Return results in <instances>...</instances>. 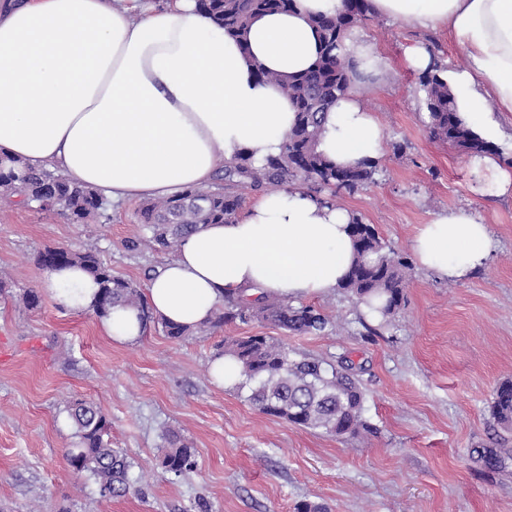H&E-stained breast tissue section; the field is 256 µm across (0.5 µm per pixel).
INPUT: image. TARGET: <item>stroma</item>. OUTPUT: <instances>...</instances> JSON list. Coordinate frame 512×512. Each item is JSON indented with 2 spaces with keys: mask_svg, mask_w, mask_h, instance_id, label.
I'll use <instances>...</instances> for the list:
<instances>
[{
  "mask_svg": "<svg viewBox=\"0 0 512 512\" xmlns=\"http://www.w3.org/2000/svg\"><path fill=\"white\" fill-rule=\"evenodd\" d=\"M357 29L385 60L382 74L355 86L384 146L373 181L338 194L337 205L407 257L436 213L469 210L496 242L487 264L461 281L412 264L404 306L373 334L362 305L337 289L313 301L335 324L326 335L252 321L174 341L151 323L122 345L104 335L94 311L53 300L37 257L59 245L91 250L114 275L145 285L149 268L170 257L137 224L139 201L110 204L108 219L86 224L0 202V280L10 288L0 299V512H296L303 501L327 512H512V430L490 412L495 388L512 380V196L496 195L489 172L431 137L418 74L405 62L420 43L442 67L460 70L462 47L382 16ZM30 292L39 297L33 307ZM250 335L275 337L298 357H350L366 430L341 438L298 427L259 411L248 389L216 385L215 352L225 338ZM75 398L94 402L112 425L113 447L131 459L128 494L101 496L68 467L66 405ZM166 430L196 450L188 478L160 464ZM483 447L500 449L501 468L478 462Z\"/></svg>",
  "mask_w": 512,
  "mask_h": 512,
  "instance_id": "35a3bbf8",
  "label": "stroma"
}]
</instances>
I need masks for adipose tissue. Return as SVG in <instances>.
Returning <instances> with one entry per match:
<instances>
[{
    "label": "adipose tissue",
    "mask_w": 512,
    "mask_h": 512,
    "mask_svg": "<svg viewBox=\"0 0 512 512\" xmlns=\"http://www.w3.org/2000/svg\"><path fill=\"white\" fill-rule=\"evenodd\" d=\"M344 0H294L225 34L197 0H0V154L28 169L56 170L115 201L167 198L206 186L240 151L255 161L278 153L296 112L281 86L257 68L293 76L321 45L315 17ZM372 13L441 29L468 64L445 72L467 126L493 140L488 111L512 112V0H369ZM383 133L356 91L330 110L320 148L336 164L372 160ZM348 210L297 189L255 200L229 224L183 237L178 257L149 279L154 315L195 327L228 295L288 300L327 294L344 281L355 252ZM495 248L487 224L462 209L439 212L413 239L419 264L461 280ZM46 290L73 311L90 309L99 286L81 267L50 271ZM103 333L131 344L144 333L136 310L116 305Z\"/></svg>",
    "instance_id": "adipose-tissue-1"
}]
</instances>
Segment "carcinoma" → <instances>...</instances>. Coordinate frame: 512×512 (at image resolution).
<instances>
[{"label":"carcinoma","mask_w":512,"mask_h":512,"mask_svg":"<svg viewBox=\"0 0 512 512\" xmlns=\"http://www.w3.org/2000/svg\"><path fill=\"white\" fill-rule=\"evenodd\" d=\"M293 0H199L200 9L224 33L236 36L264 13L284 11ZM343 13L315 19L322 42L320 59L306 72L290 79L258 71L260 79L279 84L294 103L297 119L280 147V152L263 163H256L242 152L225 163L222 184L202 190L189 188L181 193L142 204L137 223L151 233L156 250L175 252L179 240L203 224H229L240 215L244 204L242 190L293 188L298 184L328 191L318 197L331 205L342 191L353 192L373 178L375 166L364 161L353 167H340L320 149L326 117L336 100L351 87L349 64L344 58L342 37L353 25L370 18L367 0H345ZM438 61L419 76L424 106L429 114L432 137L457 148L467 156L490 153L496 147L474 133L460 117L443 79ZM22 197L26 206L56 210L73 224L103 217L107 202L97 191L69 181L52 171H31L20 162L0 158V196ZM356 259L342 288L367 305L382 300L381 324L387 325L405 303L407 258L389 249L372 224L352 214L350 224ZM40 264L59 268L78 265L100 285L94 310L103 315L120 304L139 311L143 322L151 319L145 296L133 283L112 274L90 251L77 252L67 247L49 249L40 255ZM266 321L294 334H321L332 327L330 319L313 305H295L280 297L265 294L252 298L224 297V312L207 323ZM163 332L173 340H182L203 330L161 321ZM224 354L241 365L249 401L263 413L288 423L311 429H323L338 437L355 435L364 426V392L353 371L352 362L343 358L330 369L319 360L291 355L283 343L269 336L232 337L224 340ZM75 428V442L65 452L67 465L91 480L104 495H120L130 489L132 462L109 440L111 423L91 403L75 400L66 407ZM491 412L497 424L512 429V382L496 388ZM161 466L181 478L194 471L195 452L180 436L163 434Z\"/></svg>","instance_id":"cac0c4a2"}]
</instances>
